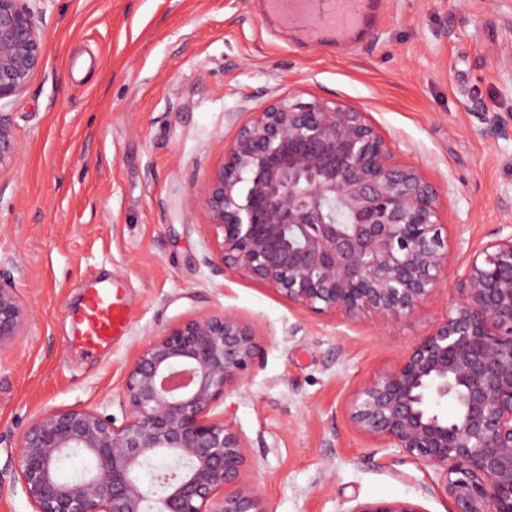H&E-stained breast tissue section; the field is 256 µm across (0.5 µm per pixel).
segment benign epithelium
Instances as JSON below:
<instances>
[{"mask_svg": "<svg viewBox=\"0 0 512 512\" xmlns=\"http://www.w3.org/2000/svg\"><path fill=\"white\" fill-rule=\"evenodd\" d=\"M38 0H0V108L44 66ZM0 111V178L21 153ZM198 199L216 240L212 265L266 284L318 315L410 317L448 275L439 188L395 160L365 113L337 102L272 100L242 125ZM0 273V350L28 310ZM452 310L348 410L380 447L432 468L452 512H512V232L455 273ZM259 345L250 325L216 312L148 341L128 367L125 418L60 407L34 417L15 471L32 512H267L241 481L245 442L211 416L244 383ZM459 399L461 414L442 406ZM85 461L77 479L62 473ZM172 469L146 478L150 461ZM347 512H426L414 499L363 500Z\"/></svg>", "mask_w": 512, "mask_h": 512, "instance_id": "benign-epithelium-1", "label": "benign epithelium"}]
</instances>
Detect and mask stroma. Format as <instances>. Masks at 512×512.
Listing matches in <instances>:
<instances>
[{
	"mask_svg": "<svg viewBox=\"0 0 512 512\" xmlns=\"http://www.w3.org/2000/svg\"><path fill=\"white\" fill-rule=\"evenodd\" d=\"M45 64L8 106L24 153L0 179V270L31 312L0 350V512H32L13 473L38 414L78 406L123 420L128 366L177 322L217 311L249 324L260 356L214 417L247 445L242 479L267 512L450 501L433 472L352 427L359 387L450 313L454 282L382 328L317 315L211 264L194 193L253 112L293 93L352 106L440 188L456 269L512 225V0H381L366 34L315 44L264 20L262 0H42ZM87 60L84 77L75 71ZM122 285L119 342L86 353L76 312Z\"/></svg>",
	"mask_w": 512,
	"mask_h": 512,
	"instance_id": "obj_1",
	"label": "stroma"
}]
</instances>
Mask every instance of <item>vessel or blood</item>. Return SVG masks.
Segmentation results:
<instances>
[{"label": "vessel or blood", "mask_w": 512, "mask_h": 512, "mask_svg": "<svg viewBox=\"0 0 512 512\" xmlns=\"http://www.w3.org/2000/svg\"><path fill=\"white\" fill-rule=\"evenodd\" d=\"M374 0H264L266 14L314 42L340 40L369 24ZM78 342L87 352L125 335L130 317L120 285L90 289L77 313Z\"/></svg>", "instance_id": "b4317fda"}]
</instances>
